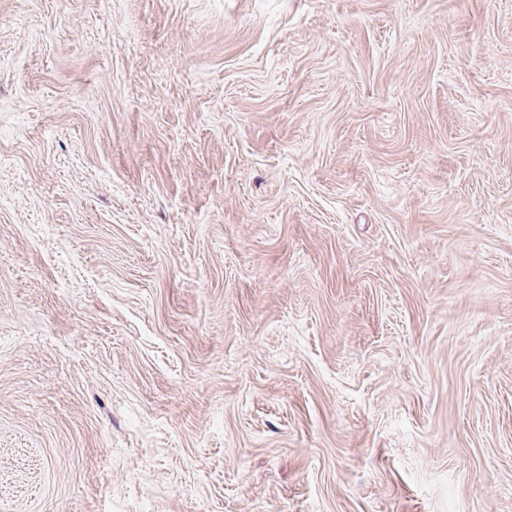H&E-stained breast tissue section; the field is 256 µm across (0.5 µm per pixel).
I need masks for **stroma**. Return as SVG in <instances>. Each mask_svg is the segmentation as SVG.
Here are the masks:
<instances>
[{"label":"stroma","instance_id":"obj_1","mask_svg":"<svg viewBox=\"0 0 512 512\" xmlns=\"http://www.w3.org/2000/svg\"><path fill=\"white\" fill-rule=\"evenodd\" d=\"M0 512H512V0H0Z\"/></svg>","mask_w":512,"mask_h":512}]
</instances>
